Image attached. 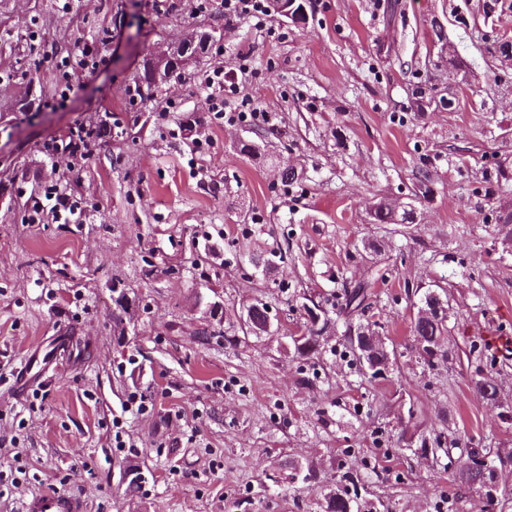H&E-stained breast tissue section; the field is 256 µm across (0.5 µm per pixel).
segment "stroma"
Listing matches in <instances>:
<instances>
[{
  "label": "stroma",
  "instance_id": "stroma-1",
  "mask_svg": "<svg viewBox=\"0 0 512 512\" xmlns=\"http://www.w3.org/2000/svg\"><path fill=\"white\" fill-rule=\"evenodd\" d=\"M220 2L0 0V512L49 488L87 512H319L346 471L390 512H479L477 496L449 494L447 457L418 448L445 424L459 448L506 457L512 492V345L490 342L512 338V240L495 226L512 188L487 180L512 173V68L487 51L512 12L307 0L305 23L274 13L258 28ZM197 31L215 36L199 61L131 101L146 56ZM87 41L102 62L68 74ZM219 66L241 74L232 104L269 123L213 109L198 78ZM80 125L106 128L84 160L65 148ZM281 166L300 185L283 188ZM63 179L85 222L30 223ZM383 199L411 204L415 222L373 223ZM361 281L397 357L372 382L344 325L308 356L291 340L304 294ZM434 284L448 356L429 367L405 289ZM258 299L271 330L241 335ZM43 350L49 370L15 391ZM481 377L499 405L476 393ZM297 463L311 482L274 483Z\"/></svg>",
  "mask_w": 512,
  "mask_h": 512
}]
</instances>
